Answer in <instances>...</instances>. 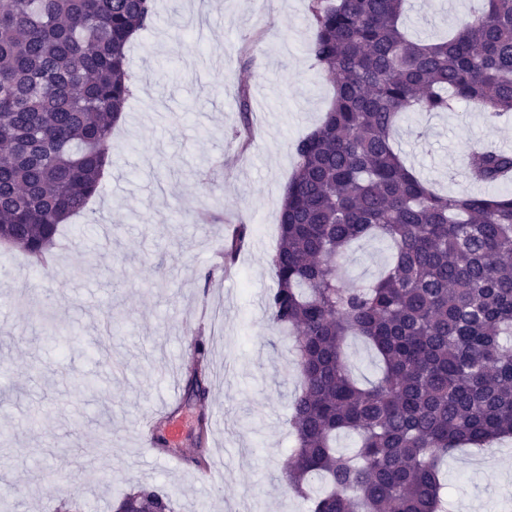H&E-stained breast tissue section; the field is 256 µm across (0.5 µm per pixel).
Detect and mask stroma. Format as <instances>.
Instances as JSON below:
<instances>
[{"mask_svg": "<svg viewBox=\"0 0 512 512\" xmlns=\"http://www.w3.org/2000/svg\"><path fill=\"white\" fill-rule=\"evenodd\" d=\"M478 6L410 0L406 23L432 38L459 29ZM155 9L127 51L135 89L112 132L110 174L87 215L66 225L53 271L0 245V512H58L66 501L113 512L141 483L178 512H307L281 470L293 446L284 421L300 387L293 341L270 323L265 297L293 146L319 125L334 86L307 49L308 0H155ZM243 86L254 137L241 157ZM421 124L424 145L412 133ZM397 141L422 177L484 194L463 172L467 149L512 142V117L489 124L463 102L430 119L409 114ZM237 224L252 236L234 275L206 279L223 266ZM388 256L383 242L363 239L338 265L346 281L368 284ZM42 308L76 339L50 343L34 317ZM188 334L208 348L209 392L201 402L179 398L172 418L185 453L209 417L210 485L200 470L175 471L164 452L139 447L144 416L186 380ZM445 474L449 512H512V439L459 449Z\"/></svg>", "mask_w": 512, "mask_h": 512, "instance_id": "1", "label": "stroma"}]
</instances>
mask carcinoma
Here are the masks:
<instances>
[{
    "label": "carcinoma",
    "mask_w": 512,
    "mask_h": 512,
    "mask_svg": "<svg viewBox=\"0 0 512 512\" xmlns=\"http://www.w3.org/2000/svg\"><path fill=\"white\" fill-rule=\"evenodd\" d=\"M406 0H308V51L336 93L294 145L267 295L270 320L295 330L301 386L286 425L284 471L309 512H445L442 459L512 436V195L442 193L394 144L410 112L432 118L459 101L495 122L512 113V0L435 42L403 26ZM154 0H0V242L42 265L59 226L99 196L112 128L132 95L127 47L154 23ZM241 150L250 146L241 93ZM465 173L512 182V152L470 150ZM245 224L224 241L231 272ZM378 238L389 260L371 285L348 284L336 260ZM364 339L382 364L368 387L343 346ZM187 386L208 352L195 346ZM358 437L355 454L333 446ZM327 483L310 488L313 478ZM116 512H174L149 486Z\"/></svg>",
    "instance_id": "cac0c4a2"
}]
</instances>
